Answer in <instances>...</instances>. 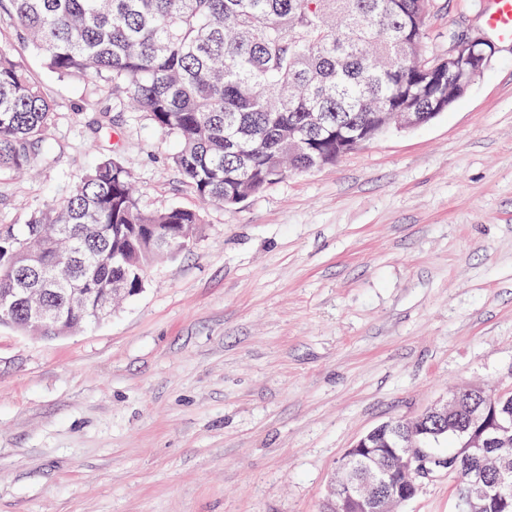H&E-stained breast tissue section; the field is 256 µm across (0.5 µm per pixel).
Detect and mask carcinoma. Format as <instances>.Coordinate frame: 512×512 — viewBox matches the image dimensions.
Wrapping results in <instances>:
<instances>
[{"label":"carcinoma","instance_id":"carcinoma-1","mask_svg":"<svg viewBox=\"0 0 512 512\" xmlns=\"http://www.w3.org/2000/svg\"><path fill=\"white\" fill-rule=\"evenodd\" d=\"M437 0H0L15 32L62 77L122 92L173 135V162L202 206H233L290 170L343 156L342 138L380 112L441 113L453 104L445 55L427 36ZM54 109L0 43V172L49 159ZM201 211H146L132 174L112 157L87 170L58 205L20 234L0 225V323L22 326L20 288L43 291L57 329L96 321L94 305L133 296L156 258L145 239L178 253ZM84 308L71 311V289ZM462 439L433 444L448 456Z\"/></svg>","mask_w":512,"mask_h":512}]
</instances>
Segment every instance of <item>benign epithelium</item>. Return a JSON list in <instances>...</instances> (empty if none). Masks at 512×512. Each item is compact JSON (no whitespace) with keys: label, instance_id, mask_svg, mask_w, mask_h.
<instances>
[{"label":"benign epithelium","instance_id":"1","mask_svg":"<svg viewBox=\"0 0 512 512\" xmlns=\"http://www.w3.org/2000/svg\"><path fill=\"white\" fill-rule=\"evenodd\" d=\"M454 49L448 69L460 87L470 84L474 71L458 66L459 62L476 54L483 63L495 53V46L485 37H458ZM21 301L29 312L28 324L46 331L48 321L40 300L27 293ZM466 393L474 402L466 406L464 424L458 419L460 394L454 392L414 418H391L360 436L336 469L335 512H341L345 502L357 504L360 512H398L401 504L416 496L423 482L440 472L456 473L446 464L438 470L428 465L426 441L430 434L462 436L465 442L457 456L465 460L487 458L512 432V385L490 395L480 387H469ZM511 474L512 465L507 462L501 463L493 477L484 470L479 472L474 483L455 491L458 512H485L488 500L505 496V480Z\"/></svg>","mask_w":512,"mask_h":512}]
</instances>
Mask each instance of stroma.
<instances>
[{
    "mask_svg": "<svg viewBox=\"0 0 512 512\" xmlns=\"http://www.w3.org/2000/svg\"><path fill=\"white\" fill-rule=\"evenodd\" d=\"M489 0L429 19L487 35ZM14 56L54 104L49 161L0 172L23 228L101 158L143 209L199 206L176 138L107 84ZM194 248L67 336L0 324V512H324L362 434L512 384V43L444 113L202 208ZM399 512H457L437 475Z\"/></svg>",
    "mask_w": 512,
    "mask_h": 512,
    "instance_id": "35a3bbf8",
    "label": "stroma"
}]
</instances>
